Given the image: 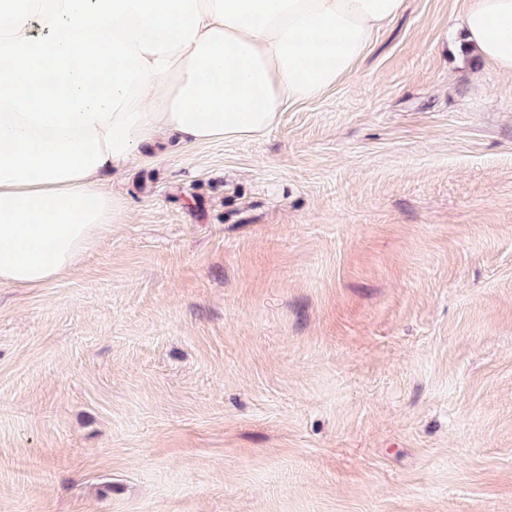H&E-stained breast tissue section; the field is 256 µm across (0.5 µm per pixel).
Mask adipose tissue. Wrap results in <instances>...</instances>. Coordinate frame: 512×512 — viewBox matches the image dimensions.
Here are the masks:
<instances>
[{
    "label": "adipose tissue",
    "instance_id": "adipose-tissue-1",
    "mask_svg": "<svg viewBox=\"0 0 512 512\" xmlns=\"http://www.w3.org/2000/svg\"><path fill=\"white\" fill-rule=\"evenodd\" d=\"M403 0H0V286L73 271L124 204L101 182L167 138L252 139L349 75ZM466 41L512 76V0Z\"/></svg>",
    "mask_w": 512,
    "mask_h": 512
}]
</instances>
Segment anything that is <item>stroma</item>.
Instances as JSON below:
<instances>
[{
	"instance_id": "stroma-1",
	"label": "stroma",
	"mask_w": 512,
	"mask_h": 512,
	"mask_svg": "<svg viewBox=\"0 0 512 512\" xmlns=\"http://www.w3.org/2000/svg\"><path fill=\"white\" fill-rule=\"evenodd\" d=\"M469 5L168 141L75 270L0 288V512H512V82Z\"/></svg>"
}]
</instances>
